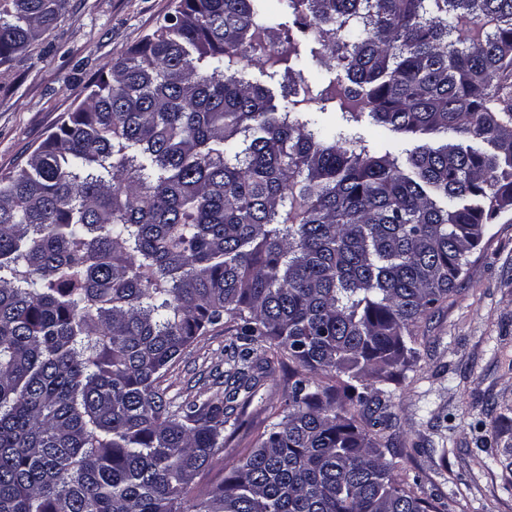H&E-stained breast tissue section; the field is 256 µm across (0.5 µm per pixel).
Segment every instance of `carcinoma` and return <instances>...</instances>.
Here are the masks:
<instances>
[{
  "mask_svg": "<svg viewBox=\"0 0 512 512\" xmlns=\"http://www.w3.org/2000/svg\"><path fill=\"white\" fill-rule=\"evenodd\" d=\"M66 2L0 0V64ZM283 3L344 72L317 92L298 40H265ZM257 54L284 66L279 105L238 69ZM333 99L447 141L376 155L303 111ZM509 208L512 0H179L0 177V512H450L369 430ZM226 319L224 392L174 404L162 380ZM255 341L295 365L288 397L193 497L260 386Z\"/></svg>",
  "mask_w": 512,
  "mask_h": 512,
  "instance_id": "carcinoma-1",
  "label": "carcinoma"
}]
</instances>
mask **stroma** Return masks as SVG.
Instances as JSON below:
<instances>
[{
	"label": "stroma",
	"mask_w": 512,
	"mask_h": 512,
	"mask_svg": "<svg viewBox=\"0 0 512 512\" xmlns=\"http://www.w3.org/2000/svg\"><path fill=\"white\" fill-rule=\"evenodd\" d=\"M178 0H68L27 56L0 64V176L21 168L111 63L151 34ZM417 364L385 384L393 415L377 433L386 460L452 512H512V209L485 225L454 292L418 325ZM234 331L209 330L163 385L174 403L220 389ZM288 367L272 363L257 396L224 428V449L196 478L221 482L282 405Z\"/></svg>",
	"instance_id": "obj_1"
}]
</instances>
